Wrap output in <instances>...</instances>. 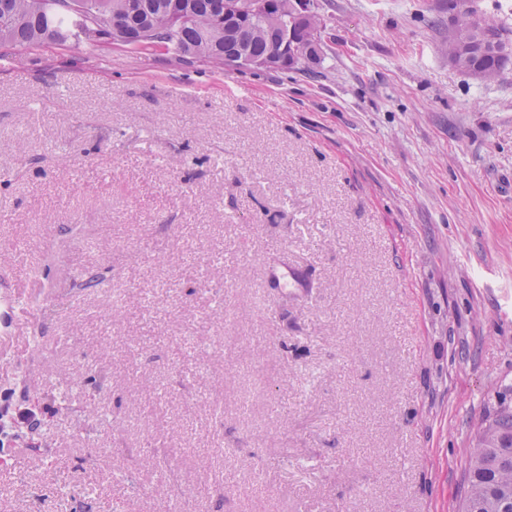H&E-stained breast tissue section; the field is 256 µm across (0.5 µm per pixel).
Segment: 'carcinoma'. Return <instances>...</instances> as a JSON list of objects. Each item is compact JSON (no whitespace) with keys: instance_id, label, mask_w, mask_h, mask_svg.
<instances>
[{"instance_id":"obj_1","label":"carcinoma","mask_w":512,"mask_h":512,"mask_svg":"<svg viewBox=\"0 0 512 512\" xmlns=\"http://www.w3.org/2000/svg\"><path fill=\"white\" fill-rule=\"evenodd\" d=\"M90 14L106 12L112 26H91V36L113 40L140 39L141 47L155 40L170 42L169 50L180 61L203 59L224 68V57L238 48L257 58L278 50L275 26L291 0H270L271 11L264 23L245 20L224 27V0H87ZM487 29L471 37L462 47L448 41V57L456 62L461 53L468 55L463 70L477 69L492 79L512 65V40L504 27L486 20ZM75 19L54 8L37 15L30 0H0V50L28 48L46 41L68 43ZM469 467L464 480L462 512H512V412L503 411L487 420L469 449Z\"/></svg>"}]
</instances>
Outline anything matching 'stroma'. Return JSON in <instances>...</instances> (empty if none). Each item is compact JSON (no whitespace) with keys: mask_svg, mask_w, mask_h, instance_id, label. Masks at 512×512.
Returning <instances> with one entry per match:
<instances>
[{"mask_svg":"<svg viewBox=\"0 0 512 512\" xmlns=\"http://www.w3.org/2000/svg\"><path fill=\"white\" fill-rule=\"evenodd\" d=\"M315 7L311 73L0 55V250L50 285L0 512H461L512 410V66L449 62L448 0Z\"/></svg>","mask_w":512,"mask_h":512,"instance_id":"1","label":"stroma"}]
</instances>
